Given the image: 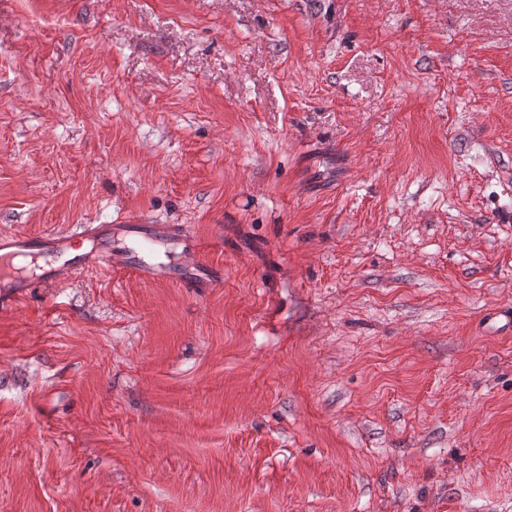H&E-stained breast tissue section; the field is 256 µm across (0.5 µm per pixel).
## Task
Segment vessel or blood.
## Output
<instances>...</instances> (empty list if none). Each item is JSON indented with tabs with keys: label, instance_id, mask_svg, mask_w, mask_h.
<instances>
[{
	"label": "vessel or blood",
	"instance_id": "obj_1",
	"mask_svg": "<svg viewBox=\"0 0 512 512\" xmlns=\"http://www.w3.org/2000/svg\"><path fill=\"white\" fill-rule=\"evenodd\" d=\"M78 239L89 242V249L76 251ZM17 258L31 259L33 272L12 268ZM101 268L202 292L224 284L223 267L208 261L200 240L181 225L83 224L43 236L1 234L0 305L19 301L35 284H58Z\"/></svg>",
	"mask_w": 512,
	"mask_h": 512
}]
</instances>
